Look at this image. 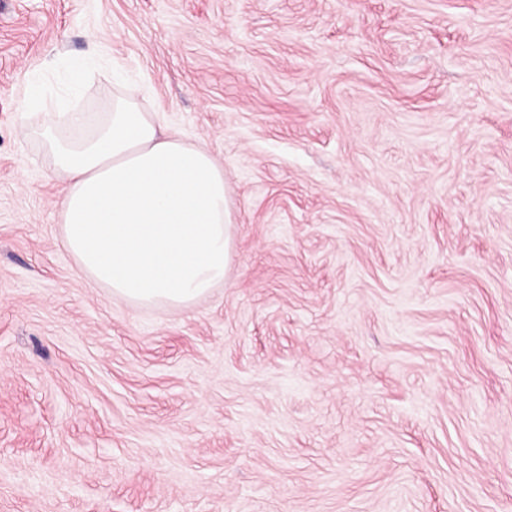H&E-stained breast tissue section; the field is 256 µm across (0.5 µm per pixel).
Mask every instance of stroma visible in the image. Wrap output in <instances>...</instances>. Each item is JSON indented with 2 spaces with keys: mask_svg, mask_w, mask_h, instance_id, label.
Instances as JSON below:
<instances>
[{
  "mask_svg": "<svg viewBox=\"0 0 512 512\" xmlns=\"http://www.w3.org/2000/svg\"><path fill=\"white\" fill-rule=\"evenodd\" d=\"M116 84L224 168L181 311L25 135ZM0 512H512V0H0Z\"/></svg>",
  "mask_w": 512,
  "mask_h": 512,
  "instance_id": "obj_1",
  "label": "stroma"
}]
</instances>
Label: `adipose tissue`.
<instances>
[{"label":"adipose tissue","instance_id":"obj_1","mask_svg":"<svg viewBox=\"0 0 512 512\" xmlns=\"http://www.w3.org/2000/svg\"><path fill=\"white\" fill-rule=\"evenodd\" d=\"M27 134L64 187L60 243L113 296L176 310L223 281L231 217L224 168L118 89L101 112L45 110Z\"/></svg>","mask_w":512,"mask_h":512}]
</instances>
